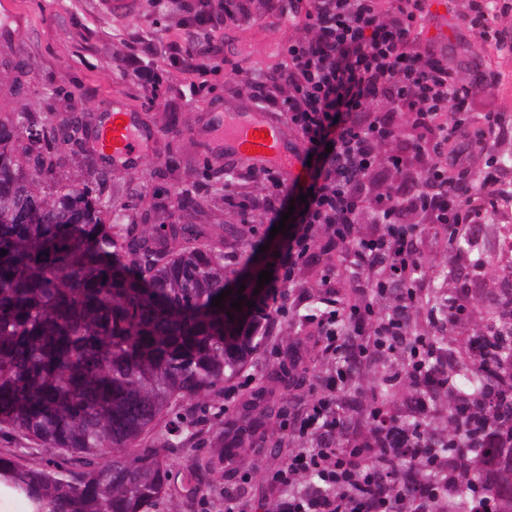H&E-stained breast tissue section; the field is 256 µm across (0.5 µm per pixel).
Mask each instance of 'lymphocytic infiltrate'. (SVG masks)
Listing matches in <instances>:
<instances>
[{"label":"lymphocytic infiltrate","instance_id":"lymphocytic-infiltrate-1","mask_svg":"<svg viewBox=\"0 0 512 512\" xmlns=\"http://www.w3.org/2000/svg\"><path fill=\"white\" fill-rule=\"evenodd\" d=\"M232 22L276 18L296 29L280 65L253 82L251 101L286 118L297 141L327 145L311 191L279 265L277 284L253 327L273 333L299 279L320 270L319 285L335 294L334 275L347 276L352 292L390 296L386 311L350 299L333 302L319 322L325 355L339 351L337 332L350 324L363 338L338 367L328 391L315 393L301 430L310 448L292 453L268 482V492L246 501L241 491L200 497L202 512H448L457 490L475 484L478 512H493L494 487L473 483L476 470L494 466L493 449L512 446V417L503 414L505 362L484 338L471 337L475 363L497 378L474 398L455 401L447 436L425 427L448 385L451 356L427 339L407 347L418 307L422 274L414 242L421 225L475 236L491 214L512 218V166L497 163L495 149L512 140V114L476 112L472 105L490 82L483 72L463 81L447 51L423 44L432 20L429 0H212ZM512 0H468L461 29L478 30L483 43L512 52V35L499 26ZM192 63L194 88L219 75L211 44L195 32L168 43ZM266 194L253 199L237 189L241 222L277 223L290 199L279 172L262 167ZM472 297L462 284L428 311L437 332L460 329ZM410 356L388 376L391 387L409 382L413 410L380 401L350 419L336 399L363 359ZM309 485L297 489L299 475Z\"/></svg>","mask_w":512,"mask_h":512}]
</instances>
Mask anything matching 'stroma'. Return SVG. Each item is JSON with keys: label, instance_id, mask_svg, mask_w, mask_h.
I'll return each mask as SVG.
<instances>
[{"label": "stroma", "instance_id": "stroma-1", "mask_svg": "<svg viewBox=\"0 0 512 512\" xmlns=\"http://www.w3.org/2000/svg\"><path fill=\"white\" fill-rule=\"evenodd\" d=\"M12 20L0 21V125L10 124L16 112L41 117L56 115L58 121L83 118L86 125L80 151L93 156L99 175L94 182L101 199L124 196L145 189L166 191L186 188L198 193L231 184L233 179L247 177L251 166L226 170L224 158L211 153L209 147H195L191 130L204 127L207 115L224 109L225 100L244 91L250 80L277 68L282 51L292 31L287 24L259 21L207 31L206 39L214 42L224 54L221 74L214 87L203 95H195L185 74L165 77L157 99H149L136 80L125 78L123 60L133 51V36H153L167 40L178 36L170 27L168 16L176 8L174 0H146L144 11L135 19L121 23L96 16L89 0H5ZM448 57L464 73L476 67L501 74L502 80L490 93L482 94L483 102L499 112L512 113V54L489 55L480 49L475 34L466 43L456 37L448 39ZM123 99L139 115L144 128L160 129L161 136L152 156L140 170L113 174L111 159L96 157L100 123L112 109L113 99ZM182 152L184 163L179 171L165 174L164 162L170 151ZM421 262L435 273L453 272L462 278L471 269L463 257H451L448 242L424 236L420 245ZM313 325H302L294 317L276 319V334H287V342L278 346L262 344L250 364L256 382L264 390L250 410L241 405L225 406L220 395L176 403L168 415L169 423L185 426L208 420L215 430H223L225 417H233L238 426L266 435L278 442V449L243 450L240 467L219 466L204 469L206 446L177 447L167 451L169 492L150 512H179L183 495L178 485L188 480L190 487L219 490L225 487L245 490L249 496H261L262 478L274 467L288 460L286 443L296 410L276 417L269 405L278 399L300 394L309 400L312 384L327 379L318 367L297 374L293 381L282 380L293 341L312 333Z\"/></svg>", "mask_w": 512, "mask_h": 512}]
</instances>
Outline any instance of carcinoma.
Returning a JSON list of instances; mask_svg holds the SVG:
<instances>
[{
  "label": "carcinoma",
  "instance_id": "1",
  "mask_svg": "<svg viewBox=\"0 0 512 512\" xmlns=\"http://www.w3.org/2000/svg\"><path fill=\"white\" fill-rule=\"evenodd\" d=\"M78 133L24 112L0 129V424L78 458L53 470L0 450V485L27 512H148L167 495L165 449L209 436L164 428L173 403L220 392L250 362L265 295L251 282L241 310L236 293L212 306L238 278L217 243L243 229L149 223L130 196L101 200L92 172L63 162ZM475 255L512 284V259ZM487 333L512 357V287L494 293L486 330L471 335ZM451 355L453 396L489 385L464 340ZM500 455L494 484L512 512V448Z\"/></svg>",
  "mask_w": 512,
  "mask_h": 512
}]
</instances>
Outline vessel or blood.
I'll return each mask as SVG.
<instances>
[{
	"mask_svg": "<svg viewBox=\"0 0 512 512\" xmlns=\"http://www.w3.org/2000/svg\"><path fill=\"white\" fill-rule=\"evenodd\" d=\"M93 11L107 20H125L141 13L144 0H91ZM209 127L219 133L218 150L228 164L274 162L287 177L297 176L304 160V148L293 139L284 122L258 112H237L225 108L211 114ZM156 135L143 128L136 113L120 101L100 125L98 146L111 154L116 170L137 169L154 150Z\"/></svg>",
	"mask_w": 512,
	"mask_h": 512,
	"instance_id": "obj_1",
	"label": "vessel or blood"
}]
</instances>
